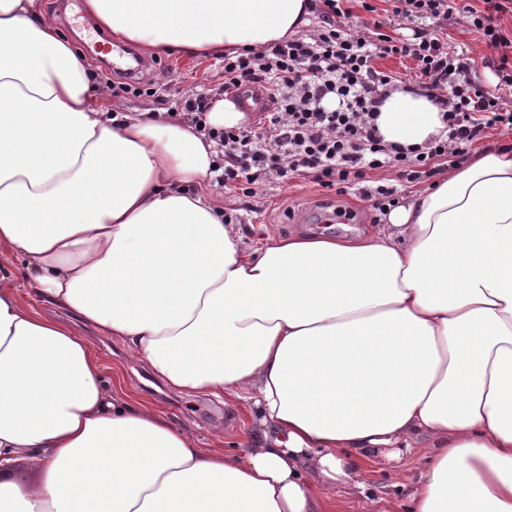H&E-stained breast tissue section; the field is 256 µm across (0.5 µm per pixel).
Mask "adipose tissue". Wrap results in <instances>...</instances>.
<instances>
[{"instance_id": "adipose-tissue-1", "label": "adipose tissue", "mask_w": 512, "mask_h": 512, "mask_svg": "<svg viewBox=\"0 0 512 512\" xmlns=\"http://www.w3.org/2000/svg\"><path fill=\"white\" fill-rule=\"evenodd\" d=\"M306 0H86L143 51L237 53ZM112 97L38 0H0V512H336L354 453L424 461L400 512H512V147L470 152L383 233L244 243L215 145ZM386 142L443 128L391 93ZM76 316L172 391L248 403L206 443L104 379ZM27 463L30 481L12 468Z\"/></svg>"}]
</instances>
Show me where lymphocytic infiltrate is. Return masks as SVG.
<instances>
[{
  "mask_svg": "<svg viewBox=\"0 0 512 512\" xmlns=\"http://www.w3.org/2000/svg\"><path fill=\"white\" fill-rule=\"evenodd\" d=\"M347 2L309 0L310 30L221 56V93L250 87L269 98L271 109L259 129L210 126L211 91L187 93L178 117L215 143L217 186L252 198L263 183L299 178L335 188L340 196L359 195L384 214L399 204V189L369 184V172L391 168L399 182L420 183L460 161L485 129L512 131V108L501 96L512 90V56L502 52L512 38L499 23L500 14L512 13V0H484L482 10L469 0H391V20L412 26L408 38L386 34L389 20L351 24ZM456 13L481 33L488 48L499 50L494 62L499 92L485 89L470 57L449 50L439 35ZM393 56L411 58L414 75L401 77L376 67V59ZM397 87L440 108L446 137L416 147L384 141L379 108Z\"/></svg>",
  "mask_w": 512,
  "mask_h": 512,
  "instance_id": "obj_1",
  "label": "lymphocytic infiltrate"
}]
</instances>
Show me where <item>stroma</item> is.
Returning <instances> with one entry per match:
<instances>
[{"label": "stroma", "instance_id": "35a3bbf8", "mask_svg": "<svg viewBox=\"0 0 512 512\" xmlns=\"http://www.w3.org/2000/svg\"><path fill=\"white\" fill-rule=\"evenodd\" d=\"M40 8L54 19L64 37L78 50L88 43L111 35L98 27L92 15L77 16L71 8L59 6L57 0H40ZM448 47L454 51H467L475 61L476 74L481 84L495 89L498 78L488 63V49L479 32L463 23H450L447 29ZM150 75L156 96L118 93L113 102L126 112H157L161 108H179L186 91L198 86L218 87L224 80L223 71L216 66L214 57L194 58L178 54L154 56ZM224 211L241 219L240 231L245 243L260 245L266 238L298 233H324L331 236H351L375 231L373 211L367 202L352 195L338 196L308 181L295 179L288 187L269 183L264 185L256 205L247 198L225 194ZM96 354L105 366L110 381L122 383L126 388L138 390L175 421L192 427L203 441L223 435L228 424H235L242 433L250 432L253 420L248 407L239 401L223 402L204 396H182L166 388L143 365L130 361L122 347L111 337L84 330ZM421 467L418 458L406 460L404 467L382 457L363 463L359 472L365 492L348 489L339 502L340 512H365L364 498H384L387 505L397 504L402 496L401 481L413 478Z\"/></svg>", "mask_w": 512, "mask_h": 512}]
</instances>
